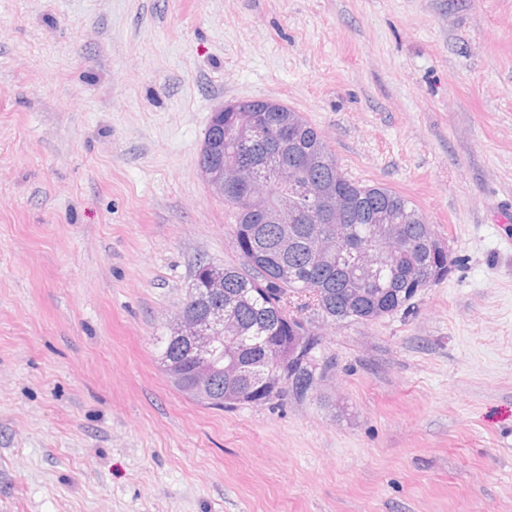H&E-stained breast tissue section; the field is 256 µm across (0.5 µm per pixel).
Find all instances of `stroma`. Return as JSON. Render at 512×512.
<instances>
[{
	"instance_id": "35a3bbf8",
	"label": "stroma",
	"mask_w": 512,
	"mask_h": 512,
	"mask_svg": "<svg viewBox=\"0 0 512 512\" xmlns=\"http://www.w3.org/2000/svg\"><path fill=\"white\" fill-rule=\"evenodd\" d=\"M270 99L455 263L218 410L160 338L238 263L200 147ZM0 512H512V0H0Z\"/></svg>"
}]
</instances>
